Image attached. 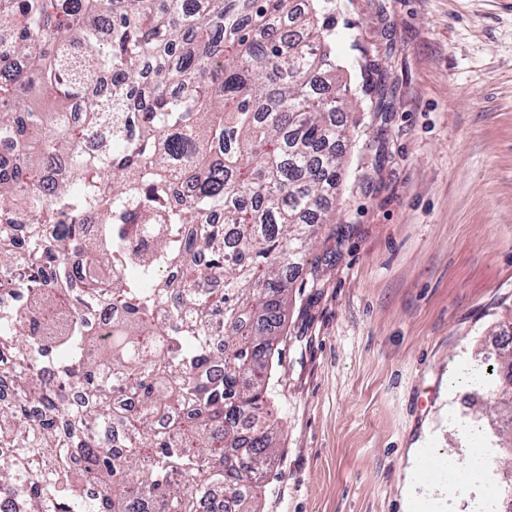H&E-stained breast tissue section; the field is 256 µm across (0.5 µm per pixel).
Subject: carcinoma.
Here are the masks:
<instances>
[{
	"mask_svg": "<svg viewBox=\"0 0 512 512\" xmlns=\"http://www.w3.org/2000/svg\"><path fill=\"white\" fill-rule=\"evenodd\" d=\"M328 3L0 0V512H257L353 142Z\"/></svg>",
	"mask_w": 512,
	"mask_h": 512,
	"instance_id": "obj_1",
	"label": "carcinoma"
}]
</instances>
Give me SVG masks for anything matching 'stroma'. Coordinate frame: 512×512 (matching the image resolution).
<instances>
[{
	"mask_svg": "<svg viewBox=\"0 0 512 512\" xmlns=\"http://www.w3.org/2000/svg\"><path fill=\"white\" fill-rule=\"evenodd\" d=\"M332 48L357 141L294 272L258 510L481 512L414 461L486 448L479 487L512 471L501 417L456 376L512 334V0H336Z\"/></svg>",
	"mask_w": 512,
	"mask_h": 512,
	"instance_id": "1",
	"label": "stroma"
}]
</instances>
